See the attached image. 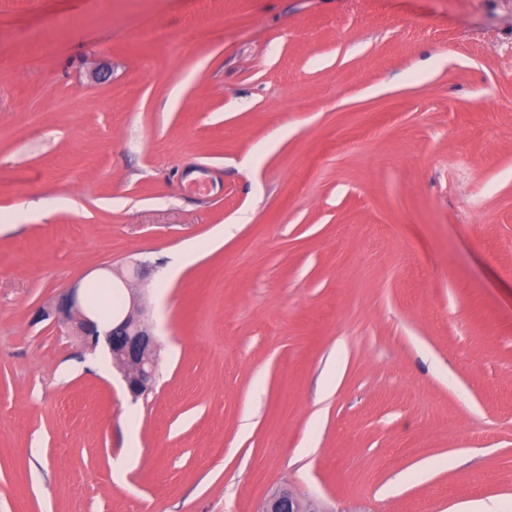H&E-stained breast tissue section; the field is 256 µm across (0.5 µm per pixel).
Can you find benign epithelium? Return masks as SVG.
I'll list each match as a JSON object with an SVG mask.
<instances>
[{"instance_id": "7a95c632", "label": "benign epithelium", "mask_w": 512, "mask_h": 512, "mask_svg": "<svg viewBox=\"0 0 512 512\" xmlns=\"http://www.w3.org/2000/svg\"><path fill=\"white\" fill-rule=\"evenodd\" d=\"M35 321L53 320L61 328L79 337L87 350L103 351L123 374L128 392L145 396L152 389L158 368V343L152 330L133 313L102 322L84 308L79 288L64 291L56 302L40 307ZM261 512H312L289 492L271 497Z\"/></svg>"}]
</instances>
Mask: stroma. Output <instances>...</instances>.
I'll list each match as a JSON object with an SVG mask.
<instances>
[{"label": "stroma", "mask_w": 512, "mask_h": 512, "mask_svg": "<svg viewBox=\"0 0 512 512\" xmlns=\"http://www.w3.org/2000/svg\"><path fill=\"white\" fill-rule=\"evenodd\" d=\"M135 260L137 400L32 319ZM283 488L512 512V0H0V512Z\"/></svg>", "instance_id": "1"}]
</instances>
